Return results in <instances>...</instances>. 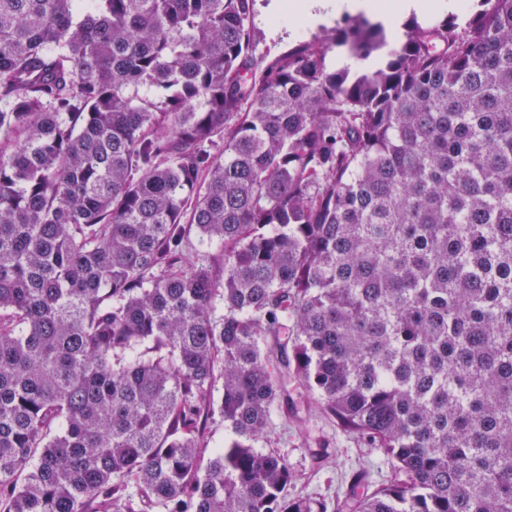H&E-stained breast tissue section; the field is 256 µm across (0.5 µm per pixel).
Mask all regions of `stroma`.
<instances>
[{
	"label": "stroma",
	"mask_w": 512,
	"mask_h": 512,
	"mask_svg": "<svg viewBox=\"0 0 512 512\" xmlns=\"http://www.w3.org/2000/svg\"><path fill=\"white\" fill-rule=\"evenodd\" d=\"M271 2L255 0L256 55L272 57L299 42L323 37L326 28L322 25L299 32L272 26L269 22ZM292 397L298 417L275 418L263 442L264 447L278 451L287 459L295 475L287 489L289 496L339 506L350 493L354 474L364 473L373 488L391 479L392 468L377 449L366 447L333 420L321 415L312 396L303 389H293Z\"/></svg>",
	"instance_id": "stroma-1"
}]
</instances>
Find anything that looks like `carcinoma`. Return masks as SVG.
I'll use <instances>...</instances> for the list:
<instances>
[{
	"instance_id": "1",
	"label": "carcinoma",
	"mask_w": 512,
	"mask_h": 512,
	"mask_svg": "<svg viewBox=\"0 0 512 512\" xmlns=\"http://www.w3.org/2000/svg\"><path fill=\"white\" fill-rule=\"evenodd\" d=\"M471 2L258 60L254 0H0V512H328L256 447L290 376L396 467L349 512H512V0Z\"/></svg>"
}]
</instances>
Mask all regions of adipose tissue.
Segmentation results:
<instances>
[{
	"label": "adipose tissue",
	"instance_id": "ef3b65f1",
	"mask_svg": "<svg viewBox=\"0 0 512 512\" xmlns=\"http://www.w3.org/2000/svg\"><path fill=\"white\" fill-rule=\"evenodd\" d=\"M459 0H276L273 16L276 20H298L300 28L316 26L333 15L366 13L376 17L388 35H396V22L404 15H429L435 12L453 13Z\"/></svg>",
	"mask_w": 512,
	"mask_h": 512
}]
</instances>
